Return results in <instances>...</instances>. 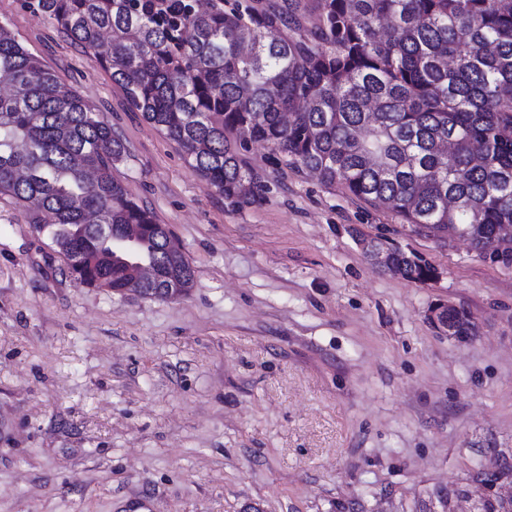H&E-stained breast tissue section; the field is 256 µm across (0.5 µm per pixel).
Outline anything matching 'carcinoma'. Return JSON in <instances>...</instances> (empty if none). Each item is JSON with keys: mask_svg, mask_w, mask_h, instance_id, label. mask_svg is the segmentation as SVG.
Here are the masks:
<instances>
[{"mask_svg": "<svg viewBox=\"0 0 512 512\" xmlns=\"http://www.w3.org/2000/svg\"><path fill=\"white\" fill-rule=\"evenodd\" d=\"M30 0L98 58L141 112L234 206L266 185L240 151L267 145L374 208L477 251L512 225V0ZM0 193L51 215L46 232L79 285L188 294L173 236L112 174L126 149L81 94L0 25ZM291 114L288 124L282 114ZM112 235H136L131 253ZM419 282L435 272L396 247ZM475 336L467 311L448 314Z\"/></svg>", "mask_w": 512, "mask_h": 512, "instance_id": "cac0c4a2", "label": "carcinoma"}]
</instances>
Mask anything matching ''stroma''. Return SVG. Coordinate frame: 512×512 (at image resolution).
I'll return each instance as SVG.
<instances>
[{
	"label": "stroma",
	"mask_w": 512,
	"mask_h": 512,
	"mask_svg": "<svg viewBox=\"0 0 512 512\" xmlns=\"http://www.w3.org/2000/svg\"><path fill=\"white\" fill-rule=\"evenodd\" d=\"M0 24L126 146L113 174L195 271L158 300L76 285L46 223L0 194V512H473L512 461V263L242 152L238 208L27 0ZM387 238L420 283L371 264ZM447 302L478 325L436 329ZM389 262L395 272L402 277L419 282L430 281L435 269L422 257L399 247L393 248L389 254ZM449 310L461 309L448 305L446 302L438 303L434 305L429 313V319L432 324L442 332H448V336L452 333V330L448 329V320L453 323L457 328V336H476L478 332V326L476 322L471 318V314L463 310L460 313H448Z\"/></svg>",
	"instance_id": "35a3bbf8"
}]
</instances>
